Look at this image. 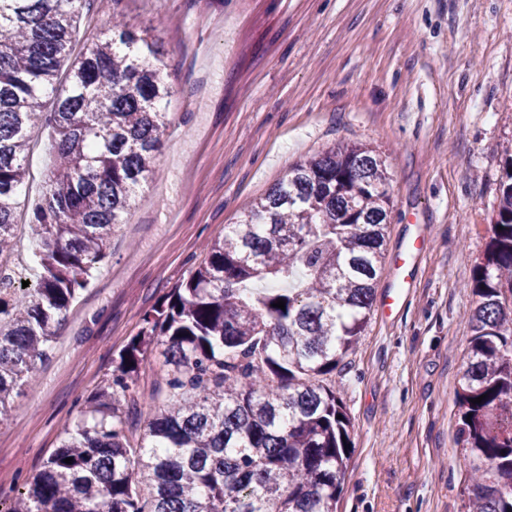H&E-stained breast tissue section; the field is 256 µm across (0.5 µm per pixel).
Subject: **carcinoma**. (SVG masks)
Returning <instances> with one entry per match:
<instances>
[{
	"label": "carcinoma",
	"instance_id": "carcinoma-1",
	"mask_svg": "<svg viewBox=\"0 0 512 512\" xmlns=\"http://www.w3.org/2000/svg\"><path fill=\"white\" fill-rule=\"evenodd\" d=\"M83 2L0 0V255L14 249L37 120L56 151L28 222L41 271L31 289L0 277V417L109 257L168 128L171 90L148 34L112 20L110 39L73 54ZM504 155L455 392L466 512H512V151ZM390 214L387 167L370 147L333 146L291 165L210 243L207 263L145 312L88 418L65 432L13 512H338L351 420L324 381L369 320ZM161 340L165 368L149 400L170 396L136 430L139 381Z\"/></svg>",
	"mask_w": 512,
	"mask_h": 512
}]
</instances>
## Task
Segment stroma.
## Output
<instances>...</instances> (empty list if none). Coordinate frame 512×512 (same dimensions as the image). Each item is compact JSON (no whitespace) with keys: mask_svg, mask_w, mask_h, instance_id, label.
<instances>
[{"mask_svg":"<svg viewBox=\"0 0 512 512\" xmlns=\"http://www.w3.org/2000/svg\"><path fill=\"white\" fill-rule=\"evenodd\" d=\"M148 32L173 88L154 170L111 256L0 420V512L83 420L141 316L289 165L340 144L379 150L393 257L428 248L401 317L372 311L328 383L351 419L340 512H463L455 390L469 287L512 144V0H91L75 48L112 18ZM51 130L22 202L46 192Z\"/></svg>","mask_w":512,"mask_h":512,"instance_id":"stroma-1","label":"stroma"}]
</instances>
